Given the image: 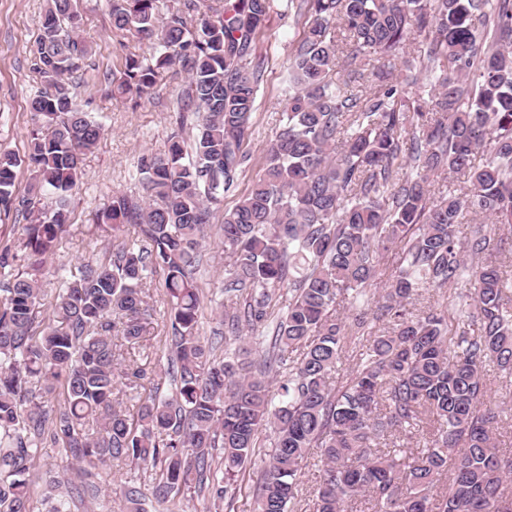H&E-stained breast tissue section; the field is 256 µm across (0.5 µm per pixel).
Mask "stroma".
<instances>
[{
  "label": "stroma",
  "mask_w": 512,
  "mask_h": 512,
  "mask_svg": "<svg viewBox=\"0 0 512 512\" xmlns=\"http://www.w3.org/2000/svg\"><path fill=\"white\" fill-rule=\"evenodd\" d=\"M77 7L82 16L78 35L88 45L90 56L82 69L69 75L68 83L77 105L102 118L105 131L82 158L83 175L71 192L69 226L58 250L44 260L41 287L50 297L58 286L57 268L73 270L81 262L103 258L108 235L98 228L97 217L109 204L113 192L142 196L136 176L137 162L142 155L163 150L175 130L178 97L187 82L186 73L175 65L166 70L163 80L145 98L134 100L127 95H113V82L124 71L127 57L133 54L142 59L152 58L154 45L151 40H139L114 30L109 0H78ZM45 8L46 0H0V148L19 155L24 154L33 128L29 100L40 88L31 70L28 50L39 33L38 21ZM302 35L303 27L289 11L288 0H273L267 26L255 38L254 54L263 60L264 66L253 132L244 143L249 162L236 192L226 196L221 208L215 209L213 223H221L225 210L232 208L263 173L264 156L281 117L288 57ZM148 288V301L153 308L150 330L136 344L134 352L147 379L158 384L165 395L170 391L164 356L168 298L160 275L152 276ZM264 458V449H257L251 464L238 478L240 489L233 502L217 498L212 491L201 495L184 491L174 500L175 512H252L249 487ZM68 467L69 461L58 445H43L40 465L32 476L35 489L29 502L30 512H50L52 502L44 493V481L51 476H66ZM155 478L151 469L123 465L101 468L96 477L99 495L73 499L70 510L118 512L117 489L129 483L147 493Z\"/></svg>",
  "instance_id": "obj_1"
}]
</instances>
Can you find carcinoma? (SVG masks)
<instances>
[{
  "label": "carcinoma",
  "mask_w": 512,
  "mask_h": 512,
  "mask_svg": "<svg viewBox=\"0 0 512 512\" xmlns=\"http://www.w3.org/2000/svg\"><path fill=\"white\" fill-rule=\"evenodd\" d=\"M289 2L304 31L280 124L263 175L219 225L234 301L214 331L221 346L199 334L198 272L212 207L248 159L262 67L242 62L270 0H183L162 24L159 0H112L113 29L161 47L150 64L127 58L117 90L141 97L179 64L189 82L175 124L192 114L198 132L189 157L174 135L139 160L147 202L112 193L99 215L112 230L109 261L84 262L37 332L43 260L61 244L82 156L102 132L66 81L88 54L76 0H49L29 48L43 85L29 103L35 128L24 157L0 150V212L27 221L22 238L0 244V512H28L47 439L82 477L77 495L98 492L96 470L115 462L160 467L151 495L168 503L184 489L229 494L267 429L254 512H291L314 448L315 512H354L362 498L370 512H512V454L492 435L500 409L485 373L493 363L512 383V0ZM414 34L426 49L409 57ZM423 78L429 92L408 96ZM23 168L31 183L20 196ZM442 173L462 187L435 194L430 177ZM48 193L55 207L44 211ZM465 212L488 223L463 241ZM390 253L399 266L374 302ZM158 271L172 396L142 395L130 415L114 405L119 377L132 384L144 369L115 340L143 336ZM427 286L465 292L415 315L408 305ZM345 304L363 312L348 323ZM352 340L367 345L334 385ZM425 424L422 446H405ZM144 505L140 487L120 490V512Z\"/></svg>",
  "instance_id": "cac0c4a2"
}]
</instances>
